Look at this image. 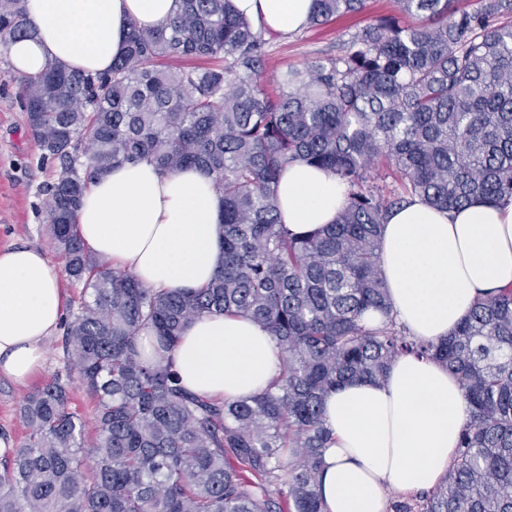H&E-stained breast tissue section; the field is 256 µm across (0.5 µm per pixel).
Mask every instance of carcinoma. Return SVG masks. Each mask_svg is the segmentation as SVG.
I'll return each instance as SVG.
<instances>
[{
    "mask_svg": "<svg viewBox=\"0 0 512 512\" xmlns=\"http://www.w3.org/2000/svg\"><path fill=\"white\" fill-rule=\"evenodd\" d=\"M365 0H314L308 26ZM157 29L131 23L106 72L49 62L15 77L42 158L51 241L82 285L65 324L68 381L20 406L23 444L0 463V512H322L331 443L323 398L380 381L401 354L459 380L469 408L448 475L395 512H512V288L476 302L448 337L419 339L392 319L379 262L392 210L512 200V0H396L398 15L351 36L336 57L262 85L268 39L230 0H175ZM24 0H0V48L32 38ZM196 167L224 194V263L194 291H162L82 241L76 213L92 180L124 162ZM303 161L348 190L336 223L289 231L279 180ZM383 169L389 193L367 185ZM204 315L265 328L283 357L262 393L237 400L183 387L166 353ZM152 335L157 355L140 340ZM95 400L85 435L70 382Z\"/></svg>",
    "mask_w": 512,
    "mask_h": 512,
    "instance_id": "cac0c4a2",
    "label": "carcinoma"
}]
</instances>
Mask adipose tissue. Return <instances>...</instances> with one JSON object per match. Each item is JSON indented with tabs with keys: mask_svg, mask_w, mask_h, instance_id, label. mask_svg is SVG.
<instances>
[{
	"mask_svg": "<svg viewBox=\"0 0 512 512\" xmlns=\"http://www.w3.org/2000/svg\"><path fill=\"white\" fill-rule=\"evenodd\" d=\"M232 4L285 35L307 22L313 0ZM25 7L36 35L10 45L14 72L35 74L50 61L104 71L122 53L130 23L158 27L175 0H26ZM278 195L282 220L297 234L335 223L347 204L341 180L303 162L288 166ZM223 217L224 195L211 176L196 168L165 175L144 160L97 179L77 224L85 245L144 285L186 291L206 286L221 267ZM380 265L395 320L413 336L445 338L479 299L512 287V201L476 200L452 211L416 202L392 212ZM63 316L61 274L43 251L1 252L0 372L25 383ZM170 357L186 388L213 399L258 394L282 368L262 326L224 315L189 323ZM324 414L332 432L318 476L325 512H388L390 493L431 490L447 476L469 421L456 377L411 355L396 357L383 381L328 393Z\"/></svg>",
	"mask_w": 512,
	"mask_h": 512,
	"instance_id": "obj_1",
	"label": "adipose tissue"
}]
</instances>
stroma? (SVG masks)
Masks as SVG:
<instances>
[{
  "label": "stroma",
  "instance_id": "1",
  "mask_svg": "<svg viewBox=\"0 0 512 512\" xmlns=\"http://www.w3.org/2000/svg\"><path fill=\"white\" fill-rule=\"evenodd\" d=\"M395 0H367L362 11L340 16L326 24L269 38L267 88H276L288 69L340 55L351 36L394 14ZM8 55L0 52V251L16 246L43 249L54 266L63 261L53 247L45 212L43 187L53 180L56 163L45 162L33 140L16 97ZM63 332H55L45 345L42 368L24 384L0 375V432L22 444L26 428L19 416L24 398L52 375L64 372L67 353Z\"/></svg>",
  "mask_w": 512,
  "mask_h": 512
}]
</instances>
